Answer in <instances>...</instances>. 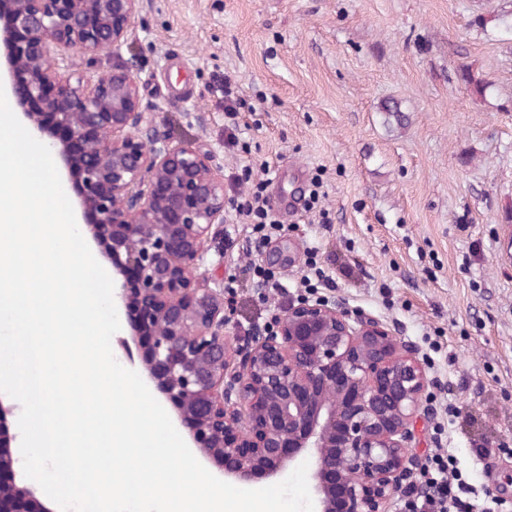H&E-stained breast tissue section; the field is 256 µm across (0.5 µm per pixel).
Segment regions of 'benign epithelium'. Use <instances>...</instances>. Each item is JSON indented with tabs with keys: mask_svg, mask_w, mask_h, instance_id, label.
<instances>
[{
	"mask_svg": "<svg viewBox=\"0 0 512 512\" xmlns=\"http://www.w3.org/2000/svg\"><path fill=\"white\" fill-rule=\"evenodd\" d=\"M141 0H0V85L69 177L81 231L112 267L138 367L194 456L222 477H273L312 460L314 512H386L426 421L412 345L334 300L300 299L227 356L223 282L204 270L228 211L216 155L149 120L132 70L74 75L68 56L120 54ZM0 397V512H55L12 451Z\"/></svg>",
	"mask_w": 512,
	"mask_h": 512,
	"instance_id": "7a95c632",
	"label": "benign epithelium"
}]
</instances>
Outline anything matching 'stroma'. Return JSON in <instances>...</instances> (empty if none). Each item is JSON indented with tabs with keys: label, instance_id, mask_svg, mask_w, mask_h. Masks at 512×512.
<instances>
[{
	"label": "stroma",
	"instance_id": "35a3bbf8",
	"mask_svg": "<svg viewBox=\"0 0 512 512\" xmlns=\"http://www.w3.org/2000/svg\"><path fill=\"white\" fill-rule=\"evenodd\" d=\"M118 63L163 134L216 152L226 198L262 182L285 202L281 235L256 243L232 209L210 244L207 268L236 288L222 296L229 352L305 296L316 254L326 298L382 320L425 362L432 414L412 460L443 428L512 512V458L497 451L512 444V0H143L119 56H69L81 74ZM462 63L485 96L460 81ZM227 78L256 106L240 147L224 142ZM254 264L286 294L258 301Z\"/></svg>",
	"mask_w": 512,
	"mask_h": 512
}]
</instances>
